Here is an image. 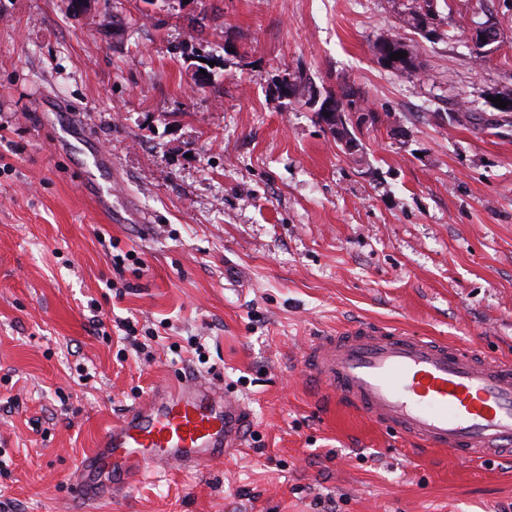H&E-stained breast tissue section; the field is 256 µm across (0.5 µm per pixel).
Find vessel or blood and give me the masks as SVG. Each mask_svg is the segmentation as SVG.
I'll return each instance as SVG.
<instances>
[{
    "label": "vessel or blood",
    "mask_w": 512,
    "mask_h": 512,
    "mask_svg": "<svg viewBox=\"0 0 512 512\" xmlns=\"http://www.w3.org/2000/svg\"><path fill=\"white\" fill-rule=\"evenodd\" d=\"M303 366L337 401L419 446L512 456V361L366 321L314 337ZM247 421L244 402L203 378L158 387L81 461L76 498L96 501L173 465L201 468L241 446Z\"/></svg>",
    "instance_id": "b4317fda"
}]
</instances>
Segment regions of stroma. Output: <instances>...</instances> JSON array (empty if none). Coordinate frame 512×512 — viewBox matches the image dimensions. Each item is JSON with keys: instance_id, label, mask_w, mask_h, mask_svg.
I'll return each mask as SVG.
<instances>
[{"instance_id": "35a3bbf8", "label": "stroma", "mask_w": 512, "mask_h": 512, "mask_svg": "<svg viewBox=\"0 0 512 512\" xmlns=\"http://www.w3.org/2000/svg\"><path fill=\"white\" fill-rule=\"evenodd\" d=\"M400 9L0 0V512H77L106 427L192 376L246 403L243 446L94 512H512V461L414 449L303 373L358 321L512 361V122L488 100L512 90V0H438L432 41ZM395 30L418 76L375 56ZM284 70L390 113L361 162L277 96Z\"/></svg>"}]
</instances>
